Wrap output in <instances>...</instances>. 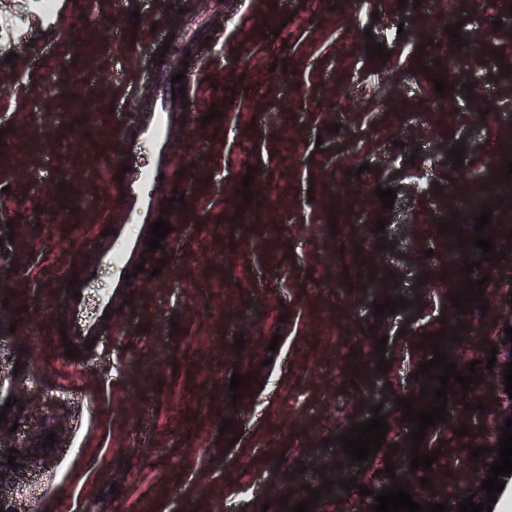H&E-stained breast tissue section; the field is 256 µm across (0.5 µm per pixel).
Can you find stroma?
Masks as SVG:
<instances>
[{"instance_id": "35a3bbf8", "label": "stroma", "mask_w": 512, "mask_h": 512, "mask_svg": "<svg viewBox=\"0 0 512 512\" xmlns=\"http://www.w3.org/2000/svg\"><path fill=\"white\" fill-rule=\"evenodd\" d=\"M47 3L0 0V188L14 238L0 249V407L17 402L0 421V448L28 443L30 474L7 494L29 512H278L264 488L286 475L296 501L320 491L311 512H369L397 477L420 504L456 506L481 467L472 448L498 443L499 409L512 402L504 359L485 366L504 335L512 215H492L500 262L468 245L447 268L437 253L455 213L452 185L467 170L497 176L512 147V97L497 82L512 70V43L497 27L512 0L457 11L469 60L433 0H65L50 32L39 16ZM149 33L170 48L145 63L135 45ZM370 37L389 58L368 54ZM185 70L197 82L173 105L166 150L140 138L135 153L164 173L153 195L173 230L134 290L119 293L123 272L102 253L149 231L101 179L124 149L107 134L111 109L122 102L136 128ZM77 93L94 123L71 109ZM457 145L459 169L444 158ZM248 175L269 202L239 224ZM332 182L360 183L369 196L334 215L324 200ZM380 186L395 189L392 208L376 197ZM353 255L365 261L363 278L337 279L336 261ZM467 259L485 292L481 308L462 314L450 298ZM74 267L90 279L85 311L97 315L105 297L114 308L108 335L77 367L61 340L63 273ZM388 297L408 305L376 317ZM440 331L459 336L458 370L476 364L483 380L453 384L446 419L427 430L419 451L437 453L447 474L433 491L420 484L426 469L410 467L400 401L437 389L418 369ZM235 374L250 383L234 402ZM377 406L388 431L361 467L339 438ZM36 422L58 429L52 449L29 442ZM464 426L469 435L457 436Z\"/></svg>"}]
</instances>
